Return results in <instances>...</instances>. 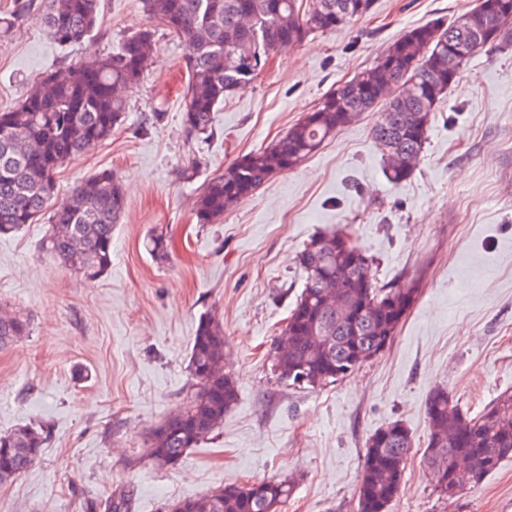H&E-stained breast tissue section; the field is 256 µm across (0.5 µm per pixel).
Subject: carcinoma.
Returning a JSON list of instances; mask_svg holds the SVG:
<instances>
[{"label":"carcinoma","instance_id":"obj_1","mask_svg":"<svg viewBox=\"0 0 512 512\" xmlns=\"http://www.w3.org/2000/svg\"><path fill=\"white\" fill-rule=\"evenodd\" d=\"M478 0L450 22L419 25L391 42L374 65L324 97L320 104L269 146L238 158L212 178L195 201L200 224H218L277 174L297 168L363 112L381 107L372 138L389 182L399 184L417 169L433 112L466 62L512 35V13L490 15ZM145 0L149 18L187 46L189 80L183 91L186 138L213 134V114L224 99L252 82L279 49L316 32H335L366 15L372 0ZM37 0H16L0 18L7 36ZM52 39L79 43L96 23L98 0H45ZM155 29L140 28L117 49L44 73L24 99L0 112V235L42 215L48 227L42 249L80 277L94 280L112 267V230L125 209L122 186L110 170L80 181L65 202H54L55 177L66 162L108 139L127 113L126 93L138 85L153 53ZM167 238L154 232L148 250L167 255ZM303 290L274 347L273 371L282 384L316 388L345 377L392 343L415 300L410 283L380 286L374 259L351 241L347 228L313 236L297 253ZM30 320L0 310V348L29 334ZM196 391L187 406L150 434L152 459L178 466L223 423L237 399V385L224 362V331L211 316L199 318L189 357ZM426 463L439 496L454 501L462 474L477 483L512 457V393H504L470 417L443 388L427 401ZM50 436L46 425H19L0 433V486L35 463ZM412 435L395 421L367 441L358 487V512H387L403 489ZM294 491L288 479L228 484L184 497L171 512H282ZM134 487L116 488L91 512H132Z\"/></svg>","mask_w":512,"mask_h":512}]
</instances>
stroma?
I'll use <instances>...</instances> for the list:
<instances>
[{"label": "stroma", "instance_id": "obj_1", "mask_svg": "<svg viewBox=\"0 0 512 512\" xmlns=\"http://www.w3.org/2000/svg\"><path fill=\"white\" fill-rule=\"evenodd\" d=\"M475 3L373 0L347 28L274 55L216 109L207 139H187L181 124L188 49L157 32L126 121L56 176L62 198L103 170L122 182L111 270L88 282L61 266L41 248L43 219L0 236V305L31 321L28 336L0 349V432L29 423L51 432L35 464L0 486V512H88L128 484L133 512H169L186 496L270 479L296 484L286 512H356L366 440L394 421L416 446L390 512H512V457L452 504L423 457L435 387L473 415L512 392V40L467 63L402 183L384 176L368 112L222 223H197L193 211L211 177L284 135L406 30ZM148 22L144 0H100L91 34L61 47L31 9L0 39V110L36 77L113 50ZM190 165L196 174L183 179ZM342 224L374 258L378 282L415 283L417 300L391 346L350 376L317 390L282 387L271 343L303 288L294 258L313 234ZM157 228L170 239L162 259L147 249ZM204 313L224 328L237 402L180 465L160 468L148 435L195 391L189 352Z\"/></svg>", "mask_w": 512, "mask_h": 512}]
</instances>
